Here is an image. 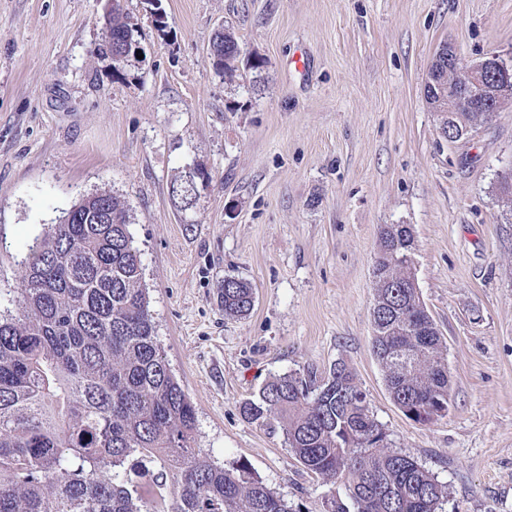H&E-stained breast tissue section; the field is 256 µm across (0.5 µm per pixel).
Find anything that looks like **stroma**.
<instances>
[{"instance_id":"stroma-1","label":"stroma","mask_w":512,"mask_h":512,"mask_svg":"<svg viewBox=\"0 0 512 512\" xmlns=\"http://www.w3.org/2000/svg\"><path fill=\"white\" fill-rule=\"evenodd\" d=\"M137 17L143 56L95 48L106 0H0V289L80 198L125 199L157 340L197 410V444L246 464L300 512L343 482L307 471L279 426L241 405L274 376L351 365L389 448L448 486L442 512H512V102L449 141L425 97L433 58L512 61V0H161ZM266 61L214 72L216 32ZM304 54L310 68L290 64ZM211 174L195 208L173 181ZM385 224L410 225L420 297L450 384L423 425L392 401L372 349V267ZM228 276L255 289L225 317Z\"/></svg>"}]
</instances>
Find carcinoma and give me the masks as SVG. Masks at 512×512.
Here are the masks:
<instances>
[{
  "label": "carcinoma",
  "mask_w": 512,
  "mask_h": 512,
  "mask_svg": "<svg viewBox=\"0 0 512 512\" xmlns=\"http://www.w3.org/2000/svg\"><path fill=\"white\" fill-rule=\"evenodd\" d=\"M138 23L125 10L106 19L103 50L120 64ZM214 70L230 80L241 52L229 31L211 45ZM440 116V133L466 136L487 112ZM211 181L196 167L174 181L180 207ZM408 224H386L373 266V352L404 415L429 423L448 410V367L437 325L420 300ZM142 253L120 197L96 192L48 226L20 263L17 286L0 291V512H292L245 465L226 469L195 447L197 416L156 341ZM224 315L243 318L254 289L227 276ZM245 418L279 423L311 473L346 482L324 512H438L448 487L414 458L384 445L356 372L334 364L317 379L284 373L242 406ZM155 469L143 486L127 463Z\"/></svg>",
  "instance_id": "cac0c4a2"
}]
</instances>
